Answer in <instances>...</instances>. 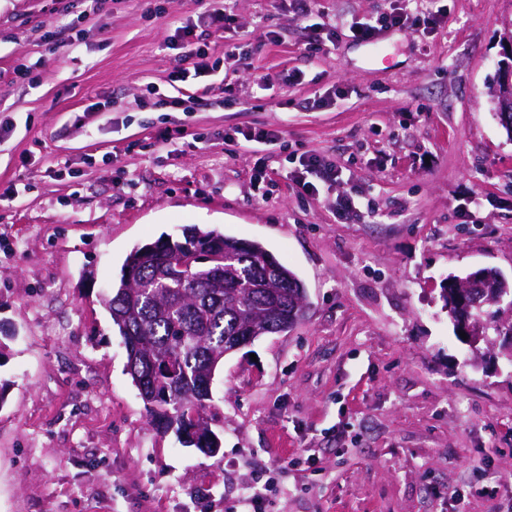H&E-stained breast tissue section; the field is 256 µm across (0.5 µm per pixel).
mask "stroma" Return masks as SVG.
I'll return each mask as SVG.
<instances>
[{
	"instance_id": "1",
	"label": "stroma",
	"mask_w": 512,
	"mask_h": 512,
	"mask_svg": "<svg viewBox=\"0 0 512 512\" xmlns=\"http://www.w3.org/2000/svg\"><path fill=\"white\" fill-rule=\"evenodd\" d=\"M207 7L233 16L211 56L247 60L175 112L164 42ZM419 7L312 0L336 24L314 52L287 0H0V190H24L0 204V512H238L249 488L262 512H512V340L472 353L443 299L480 267L512 279L489 96L512 0H435L379 54L349 31ZM309 153L339 171L313 196ZM193 226L261 243L309 299L218 365L213 457L147 424L103 304L133 247Z\"/></svg>"
}]
</instances>
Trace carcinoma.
I'll return each instance as SVG.
<instances>
[{"instance_id":"obj_1","label":"carcinoma","mask_w":512,"mask_h":512,"mask_svg":"<svg viewBox=\"0 0 512 512\" xmlns=\"http://www.w3.org/2000/svg\"><path fill=\"white\" fill-rule=\"evenodd\" d=\"M184 249L197 258L179 269L170 256ZM475 293L486 301L477 316L492 318L490 308L505 310L498 299L512 302V280L486 267ZM306 305L302 280L264 246L199 228L182 242L161 237L134 247L107 301L148 422L204 454L214 447L206 435L219 362L239 337L292 330Z\"/></svg>"}]
</instances>
